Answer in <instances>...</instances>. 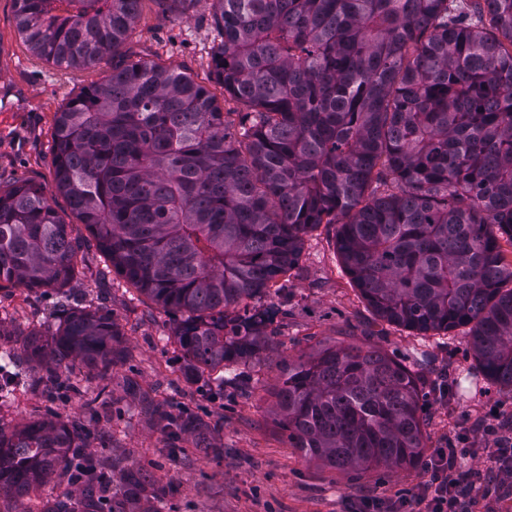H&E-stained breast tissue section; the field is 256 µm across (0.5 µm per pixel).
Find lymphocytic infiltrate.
<instances>
[{
    "mask_svg": "<svg viewBox=\"0 0 512 512\" xmlns=\"http://www.w3.org/2000/svg\"><path fill=\"white\" fill-rule=\"evenodd\" d=\"M473 434L491 443L486 451L490 465L479 478H472L463 468L466 451L452 441L426 459L422 479L414 489L364 496L354 512H497L501 492L512 480V434L488 423Z\"/></svg>",
    "mask_w": 512,
    "mask_h": 512,
    "instance_id": "obj_1",
    "label": "lymphocytic infiltrate"
}]
</instances>
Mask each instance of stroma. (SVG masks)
I'll list each match as a JSON object with an SVG mask.
<instances>
[{
  "label": "stroma",
  "mask_w": 512,
  "mask_h": 512,
  "mask_svg": "<svg viewBox=\"0 0 512 512\" xmlns=\"http://www.w3.org/2000/svg\"><path fill=\"white\" fill-rule=\"evenodd\" d=\"M212 13L211 0H143L119 58L66 69L28 50L12 0H0V183L40 184L83 244L81 273L65 294L0 289V327L9 331L0 346L16 347L15 331L56 327L65 300L108 311L122 334V352L106 379L76 366V390H60L49 399L31 385L29 372H20L18 399L0 400V426L10 431L49 412L63 421L87 419L86 401L99 396L111 401L113 417L90 422L91 451L120 459L126 469L144 468L169 490L162 503L141 499L138 512H348L364 492L391 495L411 489L422 469L381 467L358 476L301 458L275 422L273 393L280 365L318 345L387 352L421 376L420 388L428 396L424 440L431 451L492 415L512 428V390L481 373L466 328L420 335L380 319L341 266L336 225L322 224L305 237L298 265L283 279L282 289H270L262 298L287 311L279 336L261 360L224 368L230 376L250 375L247 394L217 387L208 374L188 368L173 335V315L112 268L55 189V116L83 87L110 74L117 59L153 61L187 73L207 85L228 121L238 122L240 105L210 79L212 51L219 42ZM156 404L197 414L211 425L223 454H204L188 437L171 446L152 412Z\"/></svg>",
  "instance_id": "1"
}]
</instances>
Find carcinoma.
Wrapping results in <instances>:
<instances>
[{"instance_id": "carcinoma-1", "label": "carcinoma", "mask_w": 512, "mask_h": 512, "mask_svg": "<svg viewBox=\"0 0 512 512\" xmlns=\"http://www.w3.org/2000/svg\"><path fill=\"white\" fill-rule=\"evenodd\" d=\"M29 48L87 67L119 54L142 0H13ZM222 42L214 82L245 112L232 131L210 90L151 61L112 67L58 113L55 188L140 293L185 313L173 336L214 372L257 359L278 311L241 306L298 264L304 236L336 224L345 272L389 323L470 327L482 373L512 388V0H212ZM375 181L399 192H368ZM81 244L41 186L0 189V288L62 291ZM34 385L58 388L79 361L101 379L120 331L100 310L64 311L50 338L8 331ZM277 424L309 460L357 474L417 465L415 373L375 347L323 345L288 361ZM169 439L195 415L154 407ZM78 420L0 427V492L17 501L55 477L43 512H130ZM81 490L71 494L70 488Z\"/></svg>"}]
</instances>
